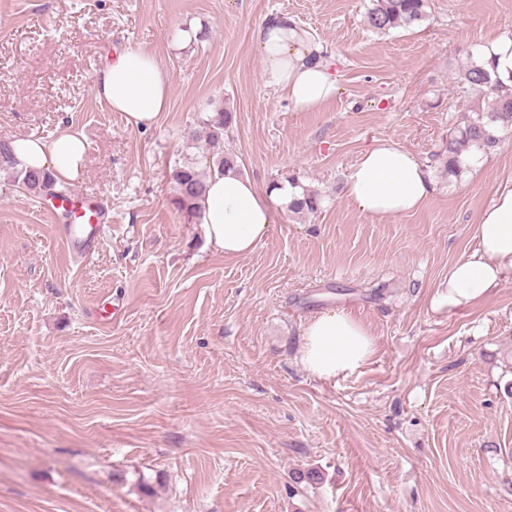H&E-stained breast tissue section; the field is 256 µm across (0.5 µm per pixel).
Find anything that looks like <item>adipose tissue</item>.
Listing matches in <instances>:
<instances>
[{
  "label": "adipose tissue",
  "mask_w": 512,
  "mask_h": 512,
  "mask_svg": "<svg viewBox=\"0 0 512 512\" xmlns=\"http://www.w3.org/2000/svg\"><path fill=\"white\" fill-rule=\"evenodd\" d=\"M257 39L268 84L295 109L314 111L335 97L336 78L326 60H312L313 46L305 32L281 18L260 27ZM170 88L165 67L153 55L134 49L102 66L94 82L96 97L122 113L133 129L149 126L166 110ZM12 148L24 166L49 171L62 184L79 176L87 144L80 134L64 128L49 142L33 135L16 138ZM432 190L433 181L417 158L388 138L362 151L346 185L349 199L378 218L416 212ZM301 195L288 183L265 194L249 178L227 171L207 183L202 229L209 244L225 256L249 255L269 234L271 200L288 203ZM476 239L475 249L449 268L448 291L433 296V307H470L512 276V184L500 187L481 213ZM301 336L300 363L319 380L360 369L374 352L366 326L343 311L312 316Z\"/></svg>",
  "instance_id": "1"
}]
</instances>
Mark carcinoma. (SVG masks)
Listing matches in <instances>:
<instances>
[{
	"instance_id": "obj_1",
	"label": "carcinoma",
	"mask_w": 512,
	"mask_h": 512,
	"mask_svg": "<svg viewBox=\"0 0 512 512\" xmlns=\"http://www.w3.org/2000/svg\"><path fill=\"white\" fill-rule=\"evenodd\" d=\"M428 8L429 0H370L364 21L376 33L408 30L427 19ZM458 82L463 92L475 96V103L468 110L463 126L450 134L433 154L441 172L454 177L461 174L459 157L470 148L491 152L500 145L503 134L512 132V85L500 79L493 62L482 59L478 53H469ZM233 119L231 111L219 109L204 121V130L190 131L192 140L205 144L209 171L184 164L174 166L168 173L174 192L173 204L191 220L202 219L207 180L216 173L239 170L238 153L224 147V129ZM0 174L34 197L55 186L50 173L23 167L5 141H0ZM321 203V194L307 189L302 198L288 206V211L295 215L313 214L321 208Z\"/></svg>"
}]
</instances>
